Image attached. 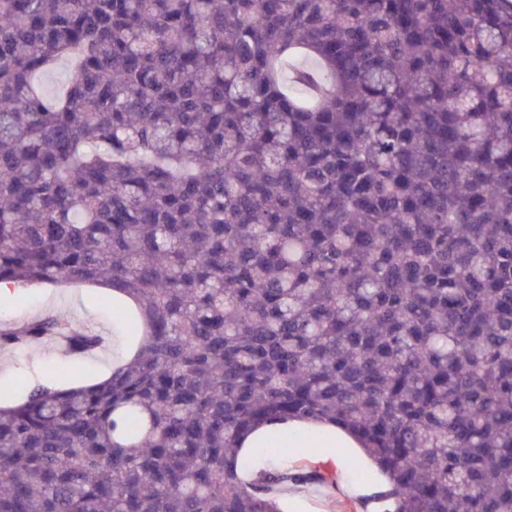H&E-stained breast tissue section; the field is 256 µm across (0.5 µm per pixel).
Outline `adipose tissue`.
Here are the masks:
<instances>
[{"instance_id":"obj_1","label":"adipose tissue","mask_w":512,"mask_h":512,"mask_svg":"<svg viewBox=\"0 0 512 512\" xmlns=\"http://www.w3.org/2000/svg\"><path fill=\"white\" fill-rule=\"evenodd\" d=\"M271 438L289 448L305 447L312 442L323 448H354L358 445L357 440L340 426H310L297 421L260 424L241 438L239 444L244 448H254Z\"/></svg>"}]
</instances>
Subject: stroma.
Segmentation results:
<instances>
[{
  "instance_id": "obj_1",
  "label": "stroma",
  "mask_w": 512,
  "mask_h": 512,
  "mask_svg": "<svg viewBox=\"0 0 512 512\" xmlns=\"http://www.w3.org/2000/svg\"><path fill=\"white\" fill-rule=\"evenodd\" d=\"M117 304L102 290L81 284L21 285L0 298V322H20L38 315L60 313L107 336L105 347L95 355L80 357L53 344L0 351V389L19 397L25 385L36 379L75 381L93 378L112 362L127 356L132 342L125 320L116 315ZM359 451L320 448L311 454L281 448L275 454L254 453L259 469L311 468L327 478L323 484L285 487L281 500L285 512H375L374 499L382 483L369 484L360 476Z\"/></svg>"
}]
</instances>
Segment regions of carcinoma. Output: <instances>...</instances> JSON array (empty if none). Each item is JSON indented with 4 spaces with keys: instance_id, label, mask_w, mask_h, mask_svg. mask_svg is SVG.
<instances>
[{
    "instance_id": "cac0c4a2",
    "label": "carcinoma",
    "mask_w": 512,
    "mask_h": 512,
    "mask_svg": "<svg viewBox=\"0 0 512 512\" xmlns=\"http://www.w3.org/2000/svg\"><path fill=\"white\" fill-rule=\"evenodd\" d=\"M73 60L65 94L35 79ZM129 298L0 406V512H283L257 424L382 512H512V0H0V283ZM102 337L65 314L0 350ZM276 438L285 447L273 455L258 453L259 444ZM318 442L313 454H302L301 447ZM241 448H251L257 469L311 468L327 478L324 484L288 485L281 490L285 512H375L374 498L383 489L382 478L375 484L362 480L359 473L371 469L358 450L360 444L342 427L334 424L309 426L297 421L263 423L239 441ZM336 447V448H335Z\"/></svg>"
}]
</instances>
